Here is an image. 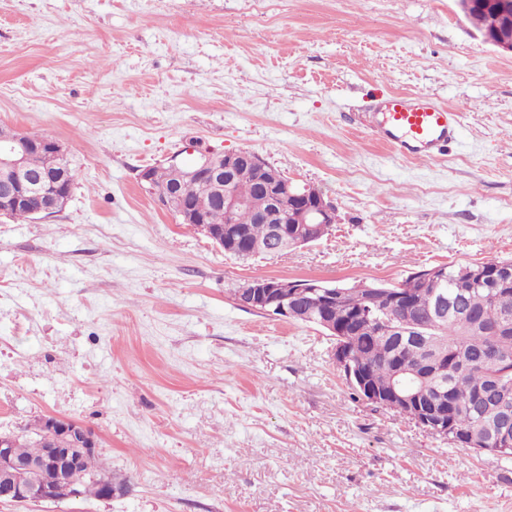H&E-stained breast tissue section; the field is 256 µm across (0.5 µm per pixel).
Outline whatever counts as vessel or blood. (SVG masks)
<instances>
[{
  "mask_svg": "<svg viewBox=\"0 0 512 512\" xmlns=\"http://www.w3.org/2000/svg\"><path fill=\"white\" fill-rule=\"evenodd\" d=\"M379 111L383 119L376 135L400 156L437 158L461 128L459 112L423 91L389 95Z\"/></svg>",
  "mask_w": 512,
  "mask_h": 512,
  "instance_id": "b4317fda",
  "label": "vessel or blood"
}]
</instances>
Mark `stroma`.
Wrapping results in <instances>:
<instances>
[{
  "instance_id": "1",
  "label": "stroma",
  "mask_w": 512,
  "mask_h": 512,
  "mask_svg": "<svg viewBox=\"0 0 512 512\" xmlns=\"http://www.w3.org/2000/svg\"><path fill=\"white\" fill-rule=\"evenodd\" d=\"M405 91L460 112L441 159L373 134ZM1 126L77 181L0 218V433L79 421L129 491L0 512H512V461L354 398L332 337L235 298L512 259V55L457 0H0ZM239 150L320 189L328 234L242 260L138 178Z\"/></svg>"
}]
</instances>
